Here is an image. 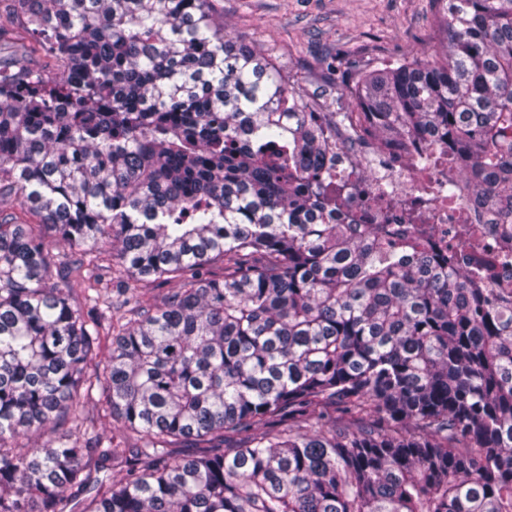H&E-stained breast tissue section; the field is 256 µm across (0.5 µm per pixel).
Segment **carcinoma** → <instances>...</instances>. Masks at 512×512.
Masks as SVG:
<instances>
[{"label": "carcinoma", "mask_w": 512, "mask_h": 512, "mask_svg": "<svg viewBox=\"0 0 512 512\" xmlns=\"http://www.w3.org/2000/svg\"><path fill=\"white\" fill-rule=\"evenodd\" d=\"M434 2L432 57L337 79L377 144L437 139L448 199L512 225V0ZM5 14L0 196L107 262L94 301L114 276L174 288L127 289L95 362V311L0 214V512H512V298L421 237L336 221L364 177L336 178L343 105L310 110L212 0ZM39 51L54 72L12 71Z\"/></svg>", "instance_id": "carcinoma-1"}]
</instances>
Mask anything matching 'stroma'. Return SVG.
<instances>
[{
    "label": "stroma",
    "instance_id": "obj_1",
    "mask_svg": "<svg viewBox=\"0 0 512 512\" xmlns=\"http://www.w3.org/2000/svg\"><path fill=\"white\" fill-rule=\"evenodd\" d=\"M216 20L271 55L320 111L344 94L336 64L419 57L442 36L433 0H217Z\"/></svg>",
    "mask_w": 512,
    "mask_h": 512
}]
</instances>
